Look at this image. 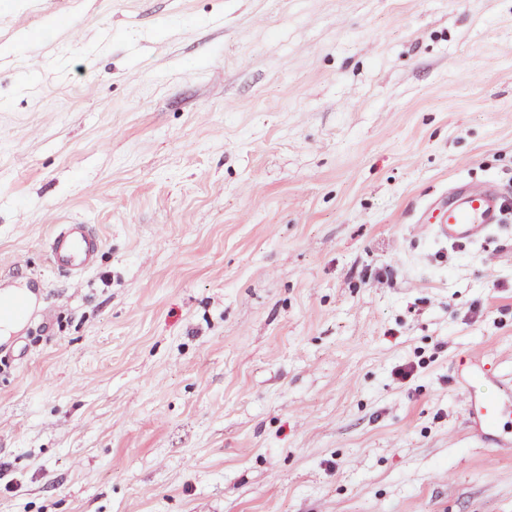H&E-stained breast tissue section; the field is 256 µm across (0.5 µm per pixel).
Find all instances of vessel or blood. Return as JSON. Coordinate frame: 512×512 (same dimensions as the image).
I'll list each match as a JSON object with an SVG mask.
<instances>
[{"mask_svg":"<svg viewBox=\"0 0 512 512\" xmlns=\"http://www.w3.org/2000/svg\"><path fill=\"white\" fill-rule=\"evenodd\" d=\"M507 204L493 183L457 188L440 210L435 234L453 244L473 243L488 239L503 224ZM102 240L87 224H59L53 229L49 242L52 266L70 278L81 279L95 265ZM482 366H468L462 377L465 389V408L468 423L480 438L501 448H511L512 439L502 434L512 423V395L487 398L470 390L472 380L480 377Z\"/></svg>","mask_w":512,"mask_h":512,"instance_id":"1","label":"vessel or blood"}]
</instances>
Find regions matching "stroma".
<instances>
[{
    "mask_svg": "<svg viewBox=\"0 0 512 512\" xmlns=\"http://www.w3.org/2000/svg\"><path fill=\"white\" fill-rule=\"evenodd\" d=\"M487 180L512 0H0V512H512V219H424ZM101 245L102 239L89 224H57L49 242L51 264L79 280L94 267ZM30 294L24 288L0 294V343L8 341L10 334L15 332L24 322L27 313L23 315L26 304H31ZM484 367L472 363L461 376V388L465 393V408L468 423L480 438L492 442L499 448L511 449L512 438L501 434L512 422V395L506 398H487L476 395L470 389L472 380L481 376Z\"/></svg>",
    "mask_w": 512,
    "mask_h": 512,
    "instance_id": "35a3bbf8",
    "label": "stroma"
}]
</instances>
